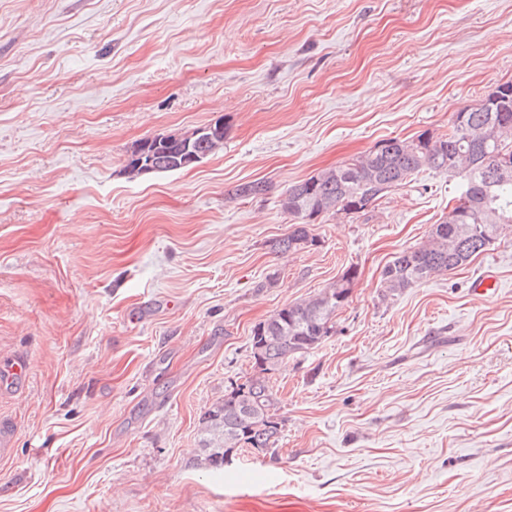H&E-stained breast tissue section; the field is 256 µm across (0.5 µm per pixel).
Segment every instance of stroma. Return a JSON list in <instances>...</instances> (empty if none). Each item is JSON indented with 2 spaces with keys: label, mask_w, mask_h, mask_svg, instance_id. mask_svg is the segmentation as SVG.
Instances as JSON below:
<instances>
[{
  "label": "stroma",
  "mask_w": 512,
  "mask_h": 512,
  "mask_svg": "<svg viewBox=\"0 0 512 512\" xmlns=\"http://www.w3.org/2000/svg\"><path fill=\"white\" fill-rule=\"evenodd\" d=\"M508 81L512 0H0V358L30 364L0 512H512V229L385 295L461 182L425 170L271 247L288 187ZM219 116L199 163L123 174ZM350 267L331 336L270 375L275 453L209 466L254 325ZM138 143L130 152V160L134 161V165L129 166L125 171L128 175L136 177L151 174L154 171L152 155L148 152L151 142L137 145Z\"/></svg>",
  "instance_id": "stroma-1"
}]
</instances>
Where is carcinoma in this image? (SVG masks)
Returning <instances> with one entry per match:
<instances>
[{
  "label": "carcinoma",
  "mask_w": 512,
  "mask_h": 512,
  "mask_svg": "<svg viewBox=\"0 0 512 512\" xmlns=\"http://www.w3.org/2000/svg\"><path fill=\"white\" fill-rule=\"evenodd\" d=\"M504 86L498 106L491 109L478 103L454 113L446 135L422 133L412 141L383 139L367 156L290 186L280 207L298 224L286 237L275 240L272 248L290 251L314 246L316 237L308 225L318 216L362 213L420 172L447 173L454 167L463 178L455 198L467 194L470 207L433 225L427 245L394 256L383 269V287L394 295L470 262L500 231L512 228V176L497 175L499 157L512 159V83ZM154 165L157 174L179 170L178 159L167 145L156 151ZM267 191L266 183L254 181L237 186L233 196ZM356 278L357 271L350 267L318 295L288 305L253 327L254 373L240 378L246 395L235 397L225 389L224 400L205 416L204 447L212 464L223 463L226 448L275 450L282 425L269 413L277 407V399L266 373L290 357L317 348L331 335L336 311L348 300Z\"/></svg>",
  "instance_id": "obj_1"
}]
</instances>
